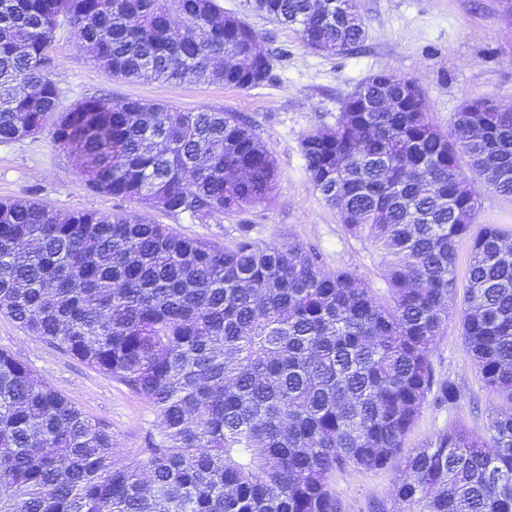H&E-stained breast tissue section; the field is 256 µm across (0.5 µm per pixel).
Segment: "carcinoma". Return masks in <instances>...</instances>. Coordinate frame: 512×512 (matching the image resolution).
I'll return each instance as SVG.
<instances>
[{"instance_id":"obj_1","label":"carcinoma","mask_w":512,"mask_h":512,"mask_svg":"<svg viewBox=\"0 0 512 512\" xmlns=\"http://www.w3.org/2000/svg\"><path fill=\"white\" fill-rule=\"evenodd\" d=\"M246 2L317 53L367 38L357 0ZM63 13L116 78L245 89L273 67L258 31L216 0H0V143L39 133L58 107L48 49ZM51 133L99 194L201 222L273 198L275 161L237 112L90 97ZM301 153L347 233L388 258L384 290L246 228L223 246L144 217L0 200V314L159 418L131 454L0 351V512H342L332 472L399 457L406 512H512V233L471 234L481 190L512 197V110L466 101L444 130L424 92L381 70ZM457 316L504 404L484 432L446 430L406 455L428 396H455L431 354Z\"/></svg>"}]
</instances>
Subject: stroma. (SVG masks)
Segmentation results:
<instances>
[{
    "label": "stroma",
    "instance_id": "stroma-1",
    "mask_svg": "<svg viewBox=\"0 0 512 512\" xmlns=\"http://www.w3.org/2000/svg\"><path fill=\"white\" fill-rule=\"evenodd\" d=\"M223 11L247 15L260 31V47L273 68L260 85L240 89L217 81L124 80L94 63L67 25L55 34L51 74L59 111L90 96L119 103L160 102L183 110L207 108L247 117L272 153L277 168L273 199L264 205L207 222L174 216L126 199L95 193L80 172L79 159L62 149L50 131L0 143V200L26 198L66 213L95 209L142 216L167 224L183 236L228 244L241 226L255 240L288 241L319 252L328 271L356 272L372 287L382 285L383 268L370 246L349 236L334 209L314 189L303 169L301 138L333 124L344 99L370 74L394 70L424 91L429 112L441 126L468 100L490 97L512 108V14L507 0H358L368 36L360 50L315 53L297 33L247 14L244 0H217ZM0 350L69 398L89 418L108 424L125 448H138L158 418L143 400L107 375L0 316ZM437 380L456 391L453 401L429 397L404 438L405 450L424 447L438 433L467 428L483 431L503 401L488 387L450 322L432 353ZM402 462L375 471L345 469L330 475V490L344 512H403L396 497Z\"/></svg>",
    "mask_w": 512,
    "mask_h": 512
}]
</instances>
